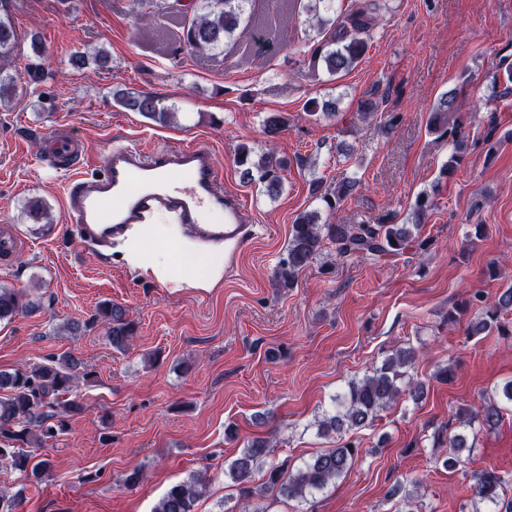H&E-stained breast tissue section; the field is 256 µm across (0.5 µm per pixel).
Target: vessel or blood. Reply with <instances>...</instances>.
<instances>
[{"mask_svg":"<svg viewBox=\"0 0 512 512\" xmlns=\"http://www.w3.org/2000/svg\"><path fill=\"white\" fill-rule=\"evenodd\" d=\"M42 155L47 171L65 174L63 211L82 244L111 246L149 215L171 213L197 241L223 244L229 263L254 234L245 203L225 191L224 171L208 146L116 145L94 174L85 168L81 140L64 131L44 138ZM216 210L223 222H206L205 212Z\"/></svg>","mask_w":512,"mask_h":512,"instance_id":"obj_1","label":"vessel or blood"}]
</instances>
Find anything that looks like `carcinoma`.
Returning a JSON list of instances; mask_svg holds the SVG:
<instances>
[{
  "label": "carcinoma",
  "instance_id": "obj_1",
  "mask_svg": "<svg viewBox=\"0 0 512 512\" xmlns=\"http://www.w3.org/2000/svg\"><path fill=\"white\" fill-rule=\"evenodd\" d=\"M254 0H193L189 4L192 16L184 23L180 42L189 53L216 52L224 49L241 22L255 27L257 15L251 8ZM310 27L318 30L321 38L313 44L303 45L310 56L308 67L319 69L334 77L352 69L367 49L375 25L376 0H367L345 16H328L335 11V0H306ZM16 31L9 20L6 5L0 0V54L12 52L17 44ZM105 67L109 54L100 49L93 54L77 52L67 60L70 67L82 69L89 62ZM112 97L118 106L137 112L144 118L162 125L176 121L173 106L151 92H132L117 89ZM459 101L456 90L443 93L428 119L429 132L451 146L446 170L460 164L469 147V135L464 127L450 117L457 113ZM306 110L316 118L335 115V102L330 100L307 102ZM253 150L242 143L237 148L241 164L246 166L249 181L260 185L270 196L282 189V164L273 154L263 152L252 160ZM357 188V180L345 177L336 184L324 180L313 183L312 192L318 195L330 211L335 212L350 198ZM433 202L421 195L415 201L412 224H398L390 214L376 222L357 221L352 224L320 223L317 211H303L291 225L287 256L274 273L277 286L289 289L297 284L301 272L316 255L330 245L334 261L347 263L355 260H377L388 255H402L410 248L419 250L429 245L421 237L422 221ZM38 300L20 289L0 286V321L11 320L18 313L33 309ZM476 310L477 317L469 322V333L497 335L512 338V285L491 297L482 290L473 292L460 308L448 312V320L468 310ZM96 317L106 325L107 337L113 347L124 351L136 335V325L127 317L126 310L117 304H101ZM415 355L410 348H399L387 355L380 367L349 383L347 390L334 398V413L317 421L318 434L324 438L341 435L372 424L380 412L408 395L417 402L424 398L425 384L413 379L409 369ZM92 379V372L83 361L70 354L51 356L45 362L25 365L11 371L0 370V464L21 474L40 478L51 470L48 459H36L32 449H41L56 441L67 430V417L83 410L73 395L79 381ZM512 403V381L502 395H493L483 402L456 413L457 425L433 434V445H448L450 452L445 466L453 470L458 465L462 449L468 447L466 430L488 429L497 426L502 417V401ZM274 452L273 445L263 438L247 443L240 456L224 471L244 504V512H265L258 501L267 491L278 489L283 495L299 502L336 483L358 461L360 450L347 441L328 448L298 466L288 463H266ZM263 473L262 482L255 483V474ZM474 494L482 502L496 504L503 496L506 480L495 470H485L473 476ZM205 485V476L193 474L188 480L171 486L159 499L152 512H195V503Z\"/></svg>",
  "mask_w": 512,
  "mask_h": 512
}]
</instances>
